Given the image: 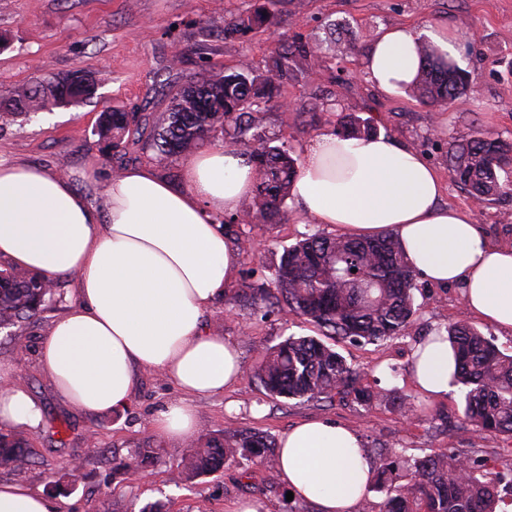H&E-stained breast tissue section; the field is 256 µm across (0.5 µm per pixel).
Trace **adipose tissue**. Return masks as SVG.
Masks as SVG:
<instances>
[{
    "instance_id": "obj_1",
    "label": "adipose tissue",
    "mask_w": 512,
    "mask_h": 512,
    "mask_svg": "<svg viewBox=\"0 0 512 512\" xmlns=\"http://www.w3.org/2000/svg\"><path fill=\"white\" fill-rule=\"evenodd\" d=\"M430 41L460 59L448 27L380 29L361 68L383 94L405 91ZM247 156L218 143L188 155L182 186L142 165L102 187L99 206L70 177L0 161V258L50 278L71 277L75 300L38 347V364L58 394L82 413L109 414L131 400L141 372L155 371L180 395L152 421L160 439L183 443L197 428L196 398L222 394L243 374L238 350L206 314L227 293L238 256L215 218L240 214L253 193ZM443 185L415 149L385 135L325 133L307 144L290 188L296 217L355 237L393 233L409 264L430 281L458 283L472 314L512 332V245L479 232L472 214L441 205ZM449 342L427 336L410 379L439 399L452 389ZM41 409L12 366L0 364V426L36 427ZM289 491L318 512H356L371 466L358 434L307 420L279 441ZM0 512H58L53 500L0 482Z\"/></svg>"
}]
</instances>
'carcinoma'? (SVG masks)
<instances>
[{
	"instance_id": "1",
	"label": "carcinoma",
	"mask_w": 512,
	"mask_h": 512,
	"mask_svg": "<svg viewBox=\"0 0 512 512\" xmlns=\"http://www.w3.org/2000/svg\"><path fill=\"white\" fill-rule=\"evenodd\" d=\"M277 3L258 0L249 14L224 21V37H244L274 24ZM326 51L323 44L298 35L277 51L264 72L237 68L189 81L162 121L152 127L150 146L156 157L187 156L218 137L229 141L259 170L250 210L260 214L265 224L276 222L298 162L288 148L273 144L254 124L253 113L273 101L284 84L297 80L316 60V53ZM419 55L421 71L408 94L433 106L454 104L467 94L466 70L443 59L429 44L421 46ZM95 89L96 83L76 72L41 80L0 100V122H13L50 105L84 102ZM145 129L146 118L134 109L114 107L100 113L96 133L104 141V158L124 162L129 139ZM372 132L369 122L358 117L344 119L336 128V134L348 138ZM511 168L512 143L486 132L476 133L449 153L451 178L482 204L512 198ZM416 275L391 233L359 239L313 232L284 249L272 286L245 285L232 307L303 316L331 338L383 342L405 335L413 326ZM57 286V281L42 275L0 267V332L17 335L23 323L47 309ZM445 333L458 353L456 384L465 392L463 414L451 425L472 432L485 447L512 443V355L503 354L491 339L464 323L448 326ZM255 377L270 395L285 399L321 400L336 394H352L361 403L388 399L386 392L362 385L361 373L314 336L292 335L265 349ZM274 448L275 441L261 432L239 441L220 434L193 443L183 470L194 479L239 458L270 456ZM155 459L154 449L139 448L116 469L124 475L139 474ZM31 463L24 439L0 430V468L17 471ZM375 471L369 488L385 494L380 512H496L504 502L499 475L486 467V459L463 457L452 450L413 458L381 453Z\"/></svg>"
}]
</instances>
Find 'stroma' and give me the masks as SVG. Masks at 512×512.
I'll list each match as a JSON object with an SVG mask.
<instances>
[{
  "label": "stroma",
  "instance_id": "35a3bbf8",
  "mask_svg": "<svg viewBox=\"0 0 512 512\" xmlns=\"http://www.w3.org/2000/svg\"><path fill=\"white\" fill-rule=\"evenodd\" d=\"M253 0H0V94L29 88L35 80L76 69L95 75L96 93L70 107L53 106L27 120L0 127V158L34 164L57 172H74L75 186L98 204V184L117 170L102 156L94 133L99 113L111 106L136 108L160 118L191 76L237 68L249 63L265 70L284 37L303 35L330 46L326 58L312 62L298 82L282 87L281 99L294 102L291 112L277 104L255 113V123L276 142L302 154L304 146L336 128L343 116L371 119L376 132L419 150L443 183L441 205L473 213L487 239L512 244V201L479 206L451 178L448 154L453 145L482 130L512 138V0H279L278 23L244 37L226 38L223 20L248 11ZM431 22L468 36L465 69L472 82L463 105L432 106L407 94L379 93L361 73L360 60L374 32L393 25L423 26ZM180 62H173V53ZM93 170L94 181L80 174ZM240 238L253 243L239 252L238 273L230 294L243 284L270 283L284 247L314 231L332 236L331 225L298 223L293 205L273 224H239ZM61 297L50 304L22 336L0 333V363L15 368L42 409L39 427L23 429L34 456L27 469L0 470V482H18L54 499L59 512H140L148 503L164 501L168 512H225L229 503L257 499L269 512H316L313 504L287 500L276 456L240 460L223 471L186 480L187 445L157 439L152 420L176 394L153 372L141 374L131 403L110 415H88L62 400L37 364V347L53 320L74 301L72 278L60 277ZM415 322L409 333L369 344L336 340L348 363L363 371L372 389L390 392V402L367 406L351 397L333 401L288 400L267 394L253 371L262 350L291 335H313L306 319L280 312L247 313L217 303L208 313L220 322L225 338L242 354L244 375L224 394L198 399L197 437L232 436L259 431L272 438L295 424L327 417L354 429L369 457L389 451L406 456L455 451L476 455L469 433L441 427L439 414L460 416L463 393L432 400L410 381L411 353L423 337L454 323L478 328L504 353H512V333L480 322L465 307L462 290L424 278L414 282ZM420 405L426 420L410 424L399 402ZM159 454L141 477L126 480L113 474L114 459L137 449ZM83 465V480L58 492L53 488L72 458Z\"/></svg>",
  "mask_w": 512,
  "mask_h": 512
}]
</instances>
